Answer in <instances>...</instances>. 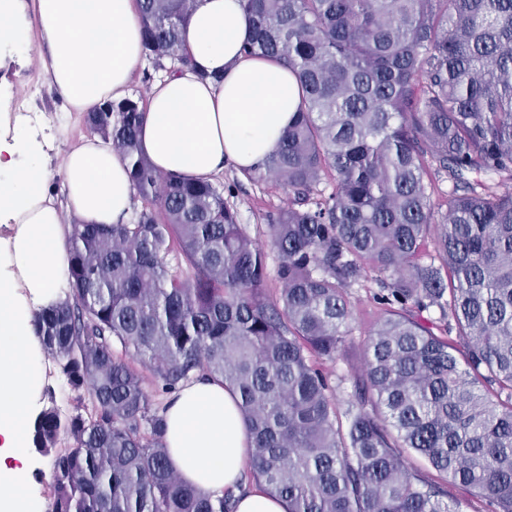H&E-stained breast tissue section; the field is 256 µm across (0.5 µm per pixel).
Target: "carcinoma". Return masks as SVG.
<instances>
[{"label":"carcinoma","mask_w":512,"mask_h":512,"mask_svg":"<svg viewBox=\"0 0 512 512\" xmlns=\"http://www.w3.org/2000/svg\"><path fill=\"white\" fill-rule=\"evenodd\" d=\"M196 2L138 0L155 67L189 66ZM241 2L244 54L287 67L302 94L245 172L288 192L269 224L281 294L267 298L268 254L224 188L142 152L143 102L86 113L142 206L123 224H71L69 291L32 315L75 393L66 415L45 393L34 423L52 455L48 512H233L232 493L173 469L145 369L166 394L204 375L236 388L248 478L289 512H461L449 483L512 512V189L472 180L512 181V0ZM368 266L386 275L384 311L342 412L318 361L344 356L348 288Z\"/></svg>","instance_id":"1"}]
</instances>
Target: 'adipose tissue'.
<instances>
[{"label":"adipose tissue","instance_id":"1","mask_svg":"<svg viewBox=\"0 0 512 512\" xmlns=\"http://www.w3.org/2000/svg\"><path fill=\"white\" fill-rule=\"evenodd\" d=\"M47 45L41 68L71 111L86 113L123 98L143 49L137 0H33ZM250 34L240 0H198L182 30L191 64L165 76L147 97L140 144L154 166L210 179L226 163L256 166L278 146L299 105L288 68L244 55ZM28 154L18 165L15 156ZM42 145L0 140V512H33L24 461L32 398L42 374L31 308L58 300L68 230L65 214L87 224H119L133 206L126 163L100 138H84L66 156L67 192L57 199L39 186ZM165 439L182 479L210 493L234 495V512H288L285 499L262 485H241L250 434L235 390L201 378L166 404Z\"/></svg>","mask_w":512,"mask_h":512}]
</instances>
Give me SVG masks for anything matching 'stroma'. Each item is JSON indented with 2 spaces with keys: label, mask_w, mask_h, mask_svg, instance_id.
<instances>
[{
  "label": "stroma",
  "mask_w": 512,
  "mask_h": 512,
  "mask_svg": "<svg viewBox=\"0 0 512 512\" xmlns=\"http://www.w3.org/2000/svg\"><path fill=\"white\" fill-rule=\"evenodd\" d=\"M43 49L44 42L32 11L20 13L15 32L0 39V115H29V123L11 125L10 133L19 138L35 134L45 141L46 148L39 159L41 183L47 193L60 197L66 187L63 159L90 131L83 115L69 111L49 75L39 68L37 56ZM218 180L221 185L232 187L227 200L237 208L247 233L256 242L265 243L268 217L285 205L286 196L266 183L247 179L231 164L225 166ZM379 292V274L372 269L348 290L352 331L346 341V352L343 358L325 366L340 402L349 399L351 379L362 360L367 333L382 313L377 299ZM27 480L28 495L36 512H47L50 457L30 452Z\"/></svg>",
  "instance_id": "obj_1"
}]
</instances>
